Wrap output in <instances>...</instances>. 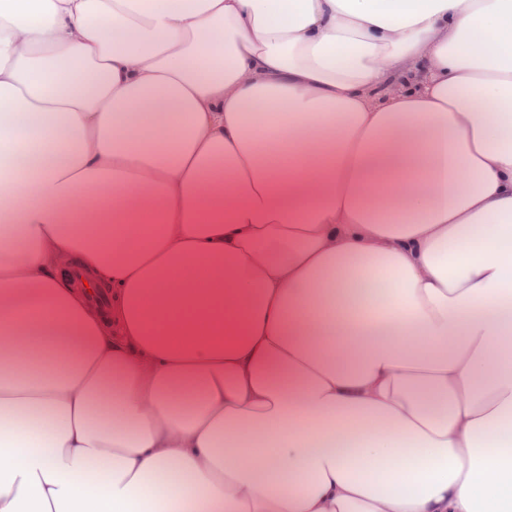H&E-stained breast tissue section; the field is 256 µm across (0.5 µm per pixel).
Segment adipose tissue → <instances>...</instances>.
I'll return each instance as SVG.
<instances>
[{
    "label": "adipose tissue",
    "instance_id": "adipose-tissue-1",
    "mask_svg": "<svg viewBox=\"0 0 512 512\" xmlns=\"http://www.w3.org/2000/svg\"><path fill=\"white\" fill-rule=\"evenodd\" d=\"M0 512H512V0H0Z\"/></svg>",
    "mask_w": 512,
    "mask_h": 512
}]
</instances>
